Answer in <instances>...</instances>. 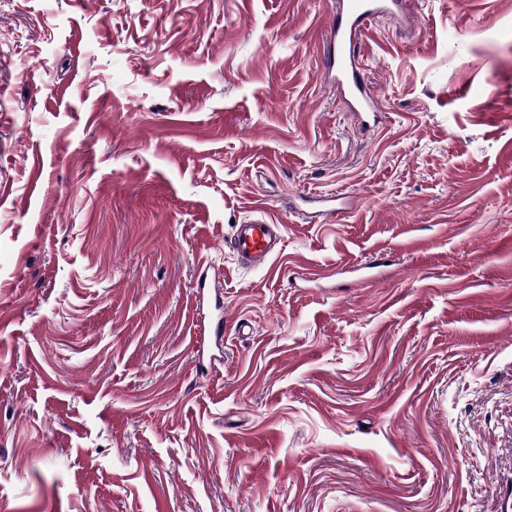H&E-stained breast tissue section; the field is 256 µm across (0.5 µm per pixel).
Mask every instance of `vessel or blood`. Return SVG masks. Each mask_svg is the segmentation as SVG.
<instances>
[{
    "label": "vessel or blood",
    "instance_id": "vessel-or-blood-1",
    "mask_svg": "<svg viewBox=\"0 0 512 512\" xmlns=\"http://www.w3.org/2000/svg\"><path fill=\"white\" fill-rule=\"evenodd\" d=\"M399 0H337L325 29L323 79L347 97L356 112L378 113L357 63V40L378 14L396 9ZM283 237V227L263 219L236 225L229 247L240 264L261 267L269 263Z\"/></svg>",
    "mask_w": 512,
    "mask_h": 512
}]
</instances>
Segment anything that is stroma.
<instances>
[{
	"instance_id": "stroma-1",
	"label": "stroma",
	"mask_w": 512,
	"mask_h": 512,
	"mask_svg": "<svg viewBox=\"0 0 512 512\" xmlns=\"http://www.w3.org/2000/svg\"><path fill=\"white\" fill-rule=\"evenodd\" d=\"M335 2L0 0L5 512H497L512 0L365 31L372 127L320 79ZM281 224L267 220H249L237 224L229 247L240 264L247 267H262L269 263L282 241Z\"/></svg>"
}]
</instances>
